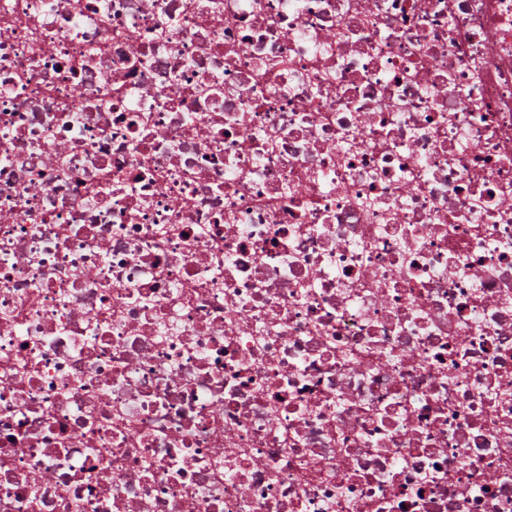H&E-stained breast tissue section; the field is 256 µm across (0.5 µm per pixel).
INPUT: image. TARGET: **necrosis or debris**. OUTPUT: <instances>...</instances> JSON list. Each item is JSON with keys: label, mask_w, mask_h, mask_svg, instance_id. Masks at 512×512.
Masks as SVG:
<instances>
[{"label": "necrosis or debris", "mask_w": 512, "mask_h": 512, "mask_svg": "<svg viewBox=\"0 0 512 512\" xmlns=\"http://www.w3.org/2000/svg\"><path fill=\"white\" fill-rule=\"evenodd\" d=\"M0 512H512V0H0Z\"/></svg>", "instance_id": "4bbe7bcc"}]
</instances>
